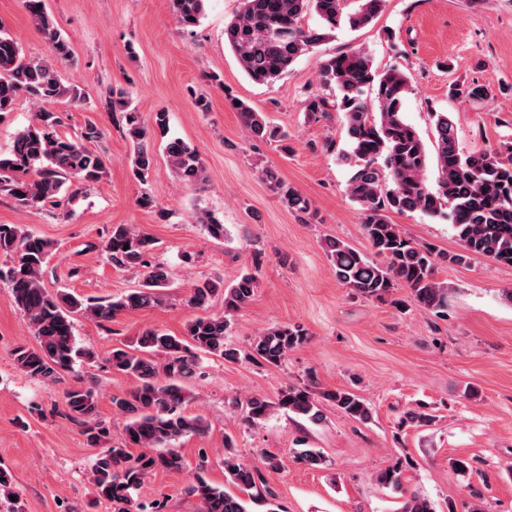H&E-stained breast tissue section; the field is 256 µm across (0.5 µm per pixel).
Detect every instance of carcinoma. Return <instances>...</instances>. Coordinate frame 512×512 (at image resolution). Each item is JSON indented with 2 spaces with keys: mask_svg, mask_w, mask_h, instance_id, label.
<instances>
[{
  "mask_svg": "<svg viewBox=\"0 0 512 512\" xmlns=\"http://www.w3.org/2000/svg\"><path fill=\"white\" fill-rule=\"evenodd\" d=\"M170 2L180 26L200 23L206 0ZM383 2L356 0V7L349 11L347 0H241L239 13L224 28V39L251 81L272 84L341 25L355 30L372 23ZM26 7L37 29L51 43L54 61L26 57L18 43L0 29V113L13 111L22 96L34 106V121L18 133L9 154H0V187L6 188L20 208H60L75 199V193L68 192L69 184L83 186L102 179L105 162L87 143L102 139L104 132L89 123L75 138L58 134L62 119L50 104L64 98L73 103L81 100L78 89L64 84L57 69V63L71 59L70 44L55 26L44 0H26ZM310 13L319 18L315 27L304 23ZM318 76L322 84L336 87L340 97L333 104L323 96L311 97L307 118L317 121L331 106L344 113L347 149L339 158L351 168L348 194L364 214L363 230L374 254L384 258L374 262L341 240H325L324 250L336 277L352 295L382 300L403 284L416 306L437 316L448 313V284L437 280L434 272L439 254L405 237L391 221V212L447 215L461 246L458 252L443 257L452 265L476 257L512 265V141L465 154L458 146L453 114L436 112L432 145H427L404 117L403 104L411 91L406 74L398 69L378 70L362 50L325 59ZM489 94L486 85L456 81L448 86L452 98L479 101ZM101 104L108 112L121 114L133 144L132 174L145 180L155 154L146 130L129 110L126 93L110 88ZM236 111L249 139L288 149V134L271 125L265 113L243 101ZM164 154L181 181L191 184L200 179L202 165L194 145L172 138L164 145ZM432 161L438 171L434 191L426 179ZM32 171L37 174L34 179L30 178ZM263 177L288 210L311 214L309 199L274 170H263ZM103 249L117 267L145 269L140 287L100 301H85L61 289L52 293L44 285L53 254L51 242L13 224H0V255L11 261L6 274L11 300L27 316L37 340L36 346L19 345L12 353L16 367L30 379L55 384L73 373L77 364L94 358L90 350L77 345L73 316L86 315L108 323L123 311L163 302L169 273L164 265L150 260L153 240L147 234L132 224H116ZM257 282L256 273L250 271L227 286L221 280H205L191 288L188 304L201 308L221 296L224 314L195 318L182 338L147 330L139 337L137 348L112 349L107 358L112 371L138 381L126 395L112 398L115 413L126 418L122 443L108 444L110 429L99 417L93 390L66 392L63 415L82 428L90 445L100 448L92 467L95 501L107 502L112 512H138L141 506L135 494L151 472L183 468L177 443L186 435H203L208 429L201 418L186 414L199 358L203 354L227 361L238 358L237 350L224 342L225 334L231 318L252 300ZM305 338L306 333L298 327L271 326L253 338L249 358L259 365L280 366ZM323 397L353 420L371 419V408L351 390L327 392ZM236 404L253 423L265 419L276 406L313 423L322 419L317 400L306 386L287 387L276 403L252 395ZM131 447L144 452L134 456ZM234 448L232 438L224 437L225 480L236 492L210 484L199 472L193 475L188 492L199 499L200 512H254V505L264 507L263 512H281L266 480L267 471L280 468L278 457L263 453L258 461L246 462ZM295 457L311 468L326 467V457L318 448H298ZM377 482L401 491L403 472L397 466L389 468L377 476ZM402 498L399 512H436L429 500L415 492Z\"/></svg>",
  "mask_w": 512,
  "mask_h": 512,
  "instance_id": "cac0c4a2",
  "label": "carcinoma"
}]
</instances>
